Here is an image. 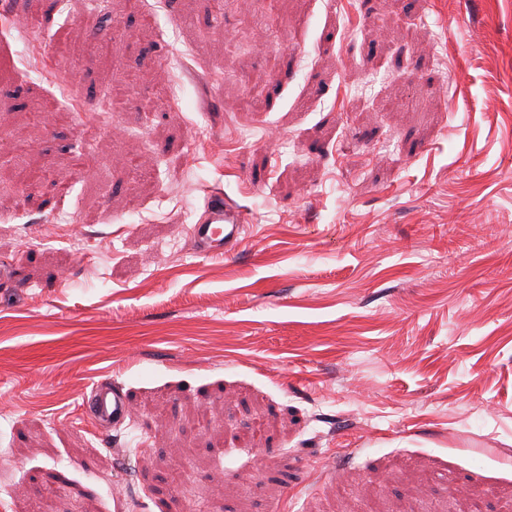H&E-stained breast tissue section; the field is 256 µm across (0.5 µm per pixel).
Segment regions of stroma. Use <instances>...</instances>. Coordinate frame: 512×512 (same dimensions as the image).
<instances>
[{
	"instance_id": "obj_1",
	"label": "stroma",
	"mask_w": 512,
	"mask_h": 512,
	"mask_svg": "<svg viewBox=\"0 0 512 512\" xmlns=\"http://www.w3.org/2000/svg\"><path fill=\"white\" fill-rule=\"evenodd\" d=\"M148 2L0 0V512H512V0ZM197 252L203 256H228L241 243L245 232L242 210L222 190H212L204 202L199 221L191 225ZM84 412L100 429L107 431L124 424L131 408L118 386L102 381L93 386L86 398Z\"/></svg>"
}]
</instances>
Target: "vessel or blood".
Wrapping results in <instances>:
<instances>
[{"mask_svg": "<svg viewBox=\"0 0 512 512\" xmlns=\"http://www.w3.org/2000/svg\"><path fill=\"white\" fill-rule=\"evenodd\" d=\"M245 232L242 210L225 197L223 191H210L199 221L191 227V236L199 254L227 256L241 243ZM84 412L100 429L120 427L131 408L120 388L109 382L96 383L84 403Z\"/></svg>", "mask_w": 512, "mask_h": 512, "instance_id": "b4317fda", "label": "vessel or blood"}]
</instances>
